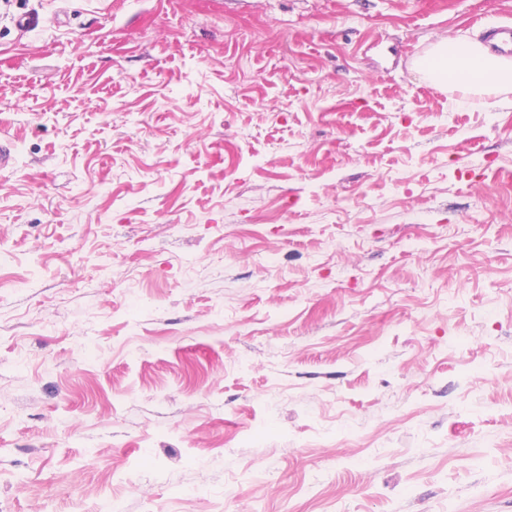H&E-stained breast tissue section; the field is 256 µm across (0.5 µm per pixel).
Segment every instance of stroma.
<instances>
[{
	"instance_id": "1",
	"label": "stroma",
	"mask_w": 512,
	"mask_h": 512,
	"mask_svg": "<svg viewBox=\"0 0 512 512\" xmlns=\"http://www.w3.org/2000/svg\"><path fill=\"white\" fill-rule=\"evenodd\" d=\"M448 2L0 0V512H512V90L415 68L512 0ZM414 4V9L402 16L409 25H416L419 20L447 9L446 1L443 0L416 1Z\"/></svg>"
}]
</instances>
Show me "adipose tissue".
<instances>
[{
  "label": "adipose tissue",
  "mask_w": 512,
  "mask_h": 512,
  "mask_svg": "<svg viewBox=\"0 0 512 512\" xmlns=\"http://www.w3.org/2000/svg\"><path fill=\"white\" fill-rule=\"evenodd\" d=\"M417 72L433 87H455L469 92L512 88V60L491 54L482 44L454 40L436 43L419 58Z\"/></svg>",
  "instance_id": "obj_1"
}]
</instances>
